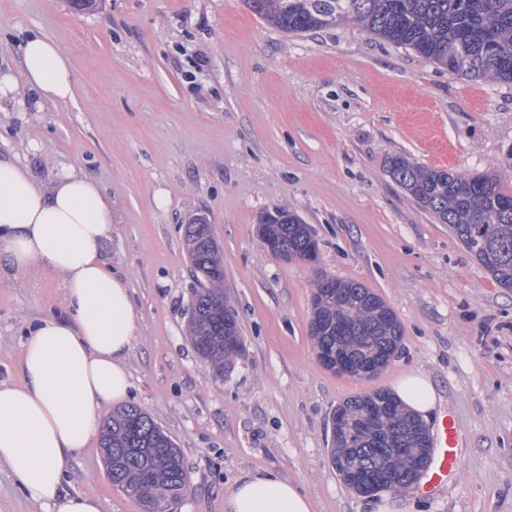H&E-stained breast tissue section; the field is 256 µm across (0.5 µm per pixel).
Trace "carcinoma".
Here are the masks:
<instances>
[{
	"mask_svg": "<svg viewBox=\"0 0 512 512\" xmlns=\"http://www.w3.org/2000/svg\"><path fill=\"white\" fill-rule=\"evenodd\" d=\"M268 24L291 34L321 30L352 19L371 35L412 49L424 59L467 78L512 82V0H245ZM389 174L439 224L448 225L467 251L503 288H512V192L494 174L465 175L422 168L403 155L389 160ZM276 206L260 216L258 234L288 245L300 260L318 257L308 225ZM184 243L196 276L208 286L194 291L188 317L191 343L218 373L229 370L244 347L234 310L224 295V265L209 225L190 224ZM334 306L355 325L336 335L335 315L312 297L310 334L315 349L349 352L370 363L399 347L402 326L376 293L356 281H338ZM379 412L374 422L365 411ZM338 427L331 462L340 473L387 470L396 474L392 491L408 489L431 458V441L421 420L386 390L352 396L336 407ZM104 457L112 462V485L130 496L146 490L156 507L173 508L188 482L183 458L171 439L142 408L112 413L100 431Z\"/></svg>",
	"mask_w": 512,
	"mask_h": 512,
	"instance_id": "obj_1",
	"label": "carcinoma"
}]
</instances>
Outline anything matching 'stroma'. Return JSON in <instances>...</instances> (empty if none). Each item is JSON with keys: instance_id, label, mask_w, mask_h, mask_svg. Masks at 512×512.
I'll return each instance as SVG.
<instances>
[{"instance_id": "obj_1", "label": "stroma", "mask_w": 512, "mask_h": 512, "mask_svg": "<svg viewBox=\"0 0 512 512\" xmlns=\"http://www.w3.org/2000/svg\"><path fill=\"white\" fill-rule=\"evenodd\" d=\"M67 53L64 105L0 102V157L50 185L65 168L112 198L110 268L138 316L131 404L177 443L189 475L178 512H224L246 471L294 481L314 512H372L329 459L346 398L428 375L451 416L461 464L434 493H399L417 512H512V289L500 287L390 177L387 162L512 187V83L469 79L345 22L289 34L244 0H0V74L19 73L24 33ZM282 205L309 224L316 265L274 258L257 233ZM201 218L223 250L224 290L246 352L215 375L186 332L196 280L184 227ZM357 281L403 326L402 349L372 378L339 375L309 335L320 276ZM64 312L58 278L0 257V381L18 382L21 344ZM67 485L102 512H142L108 478L98 443Z\"/></svg>"}]
</instances>
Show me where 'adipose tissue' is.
Instances as JSON below:
<instances>
[{"label":"adipose tissue","instance_id":"ef3b65f1","mask_svg":"<svg viewBox=\"0 0 512 512\" xmlns=\"http://www.w3.org/2000/svg\"><path fill=\"white\" fill-rule=\"evenodd\" d=\"M21 58L39 102L73 100L71 65L55 41L28 35ZM111 238L112 203L95 179L64 169L43 189L19 161L0 159V248L12 266L59 276L65 289L66 316L41 321L23 344L22 382H0V465L52 512H101L96 496L66 488L67 467L97 436L103 409L127 400L132 387L126 358L138 317L128 288L107 265ZM394 389L421 416L437 405L423 374L402 376ZM224 510L313 512V504L269 471L237 480Z\"/></svg>","mask_w":512,"mask_h":512}]
</instances>
